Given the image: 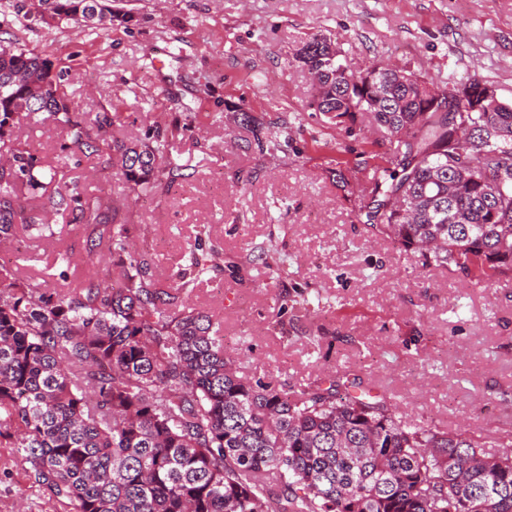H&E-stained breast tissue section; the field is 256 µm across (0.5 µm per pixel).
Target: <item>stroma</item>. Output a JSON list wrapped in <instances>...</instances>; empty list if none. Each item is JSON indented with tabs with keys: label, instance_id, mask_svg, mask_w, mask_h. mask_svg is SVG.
<instances>
[{
	"label": "stroma",
	"instance_id": "obj_1",
	"mask_svg": "<svg viewBox=\"0 0 512 512\" xmlns=\"http://www.w3.org/2000/svg\"><path fill=\"white\" fill-rule=\"evenodd\" d=\"M0 0V46L22 48L62 71L77 113L120 111L115 144L161 132L182 167L154 194L95 169L54 118L15 128L43 164L75 162L64 181L108 187L124 205L132 250L176 287L193 247L223 250L227 265L183 292L209 315L239 375L297 391L324 375L358 379L398 415L445 430L467 426L501 455L512 432V278L476 285L467 271L423 266L362 222L368 168L390 146L377 128L326 122L309 104V73L295 59L330 37L358 73L393 64L435 89L449 75L491 83L512 101V0H112L114 17L44 22L39 0L19 15ZM91 231L71 214L51 234L17 227L0 264L44 291L100 276ZM276 250L282 273L262 248ZM308 294L307 312L281 306ZM0 443V512H66Z\"/></svg>",
	"mask_w": 512,
	"mask_h": 512
}]
</instances>
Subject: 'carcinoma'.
<instances>
[{"label":"carcinoma","instance_id":"obj_1","mask_svg":"<svg viewBox=\"0 0 512 512\" xmlns=\"http://www.w3.org/2000/svg\"><path fill=\"white\" fill-rule=\"evenodd\" d=\"M51 18H106L98 0H41ZM316 35L296 61L318 75L310 107L339 125L369 114L391 157L368 172L366 224L425 265L512 276V102L491 85L371 64L356 75ZM64 123L85 157L116 170L135 193L180 166L164 144L112 147L107 114L78 118L52 64L0 48V240L16 225L49 228L14 206L22 184L43 205L93 227L102 277L35 294L0 268V413L30 477L68 512H512V452L490 456L467 430L396 416L390 404L326 378L289 393L237 375L211 318L154 278L129 249V225L109 221L99 194L59 186L67 155L40 165L11 139L15 114ZM224 263L190 253L180 289Z\"/></svg>","mask_w":512,"mask_h":512}]
</instances>
